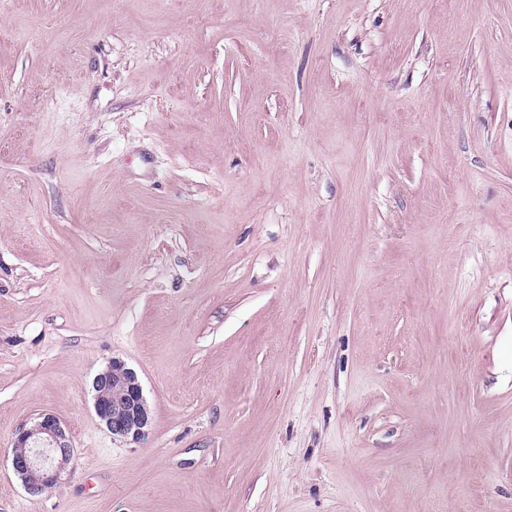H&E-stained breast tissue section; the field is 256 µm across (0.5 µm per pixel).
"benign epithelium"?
Masks as SVG:
<instances>
[{
  "instance_id": "benign-epithelium-1",
  "label": "benign epithelium",
  "mask_w": 512,
  "mask_h": 512,
  "mask_svg": "<svg viewBox=\"0 0 512 512\" xmlns=\"http://www.w3.org/2000/svg\"><path fill=\"white\" fill-rule=\"evenodd\" d=\"M93 390L95 413L112 435L133 441L145 435L152 417L135 371L114 358L95 376ZM73 454L60 420L42 413L32 426L19 430L9 461L26 492L39 496L57 483Z\"/></svg>"
}]
</instances>
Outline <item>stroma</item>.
<instances>
[{
  "mask_svg": "<svg viewBox=\"0 0 512 512\" xmlns=\"http://www.w3.org/2000/svg\"><path fill=\"white\" fill-rule=\"evenodd\" d=\"M430 505L512 512V0H0V512ZM93 390L95 413L112 435L132 441L145 435L152 417L135 371L112 358L95 376ZM73 454L74 448L60 420L42 413L32 426L19 430L8 458L26 492L39 496L57 483Z\"/></svg>",
  "mask_w": 512,
  "mask_h": 512,
  "instance_id": "1",
  "label": "stroma"
}]
</instances>
